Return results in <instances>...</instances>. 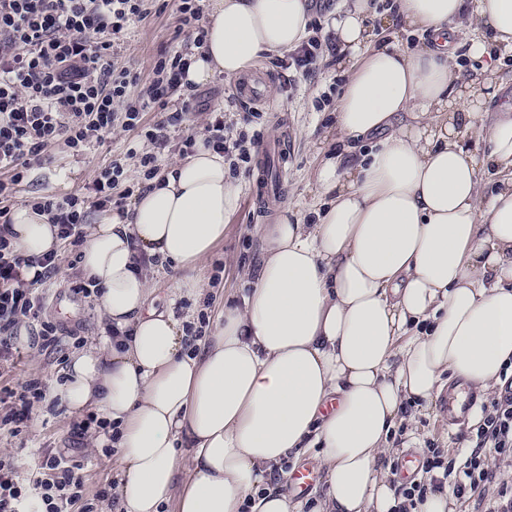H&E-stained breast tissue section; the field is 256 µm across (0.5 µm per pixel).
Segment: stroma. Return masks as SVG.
Returning <instances> with one entry per match:
<instances>
[{
  "mask_svg": "<svg viewBox=\"0 0 512 512\" xmlns=\"http://www.w3.org/2000/svg\"><path fill=\"white\" fill-rule=\"evenodd\" d=\"M339 0H310L311 16L320 23L317 33L322 53L313 71L307 74H287L273 59L259 63L268 72V86L262 102L254 104L258 117L244 123V109L229 107L226 99L232 85L231 78L218 75L208 82L196 85L201 106L183 114L181 121L168 127L163 141L153 150L162 159L163 167H170L180 159L181 142L186 137L206 135L212 113L224 115V124L231 132L260 131L266 141L284 143V158L279 165L285 172V181L276 197L263 208H255L252 191L261 170V155H251L236 172L242 183V195L237 211L229 221L222 242L218 243L206 260L200 273L202 293L197 298L178 301L176 317L182 323H195L199 318L214 322L225 300H240L245 282L254 277L264 256V225L273 223L278 209L289 205L303 220H310L319 209L321 199L315 184L320 164V151L334 147L330 127L336 105L319 106L318 100L332 86L340 84L336 41L331 30ZM179 21L173 0H154L150 16L131 24L130 34L120 51L121 60L140 81H147L153 61L162 50H179L189 42L187 34L179 33ZM136 132L120 128L100 146L87 155L75 158L64 147L57 146L45 152L42 163L18 194L16 201L29 203L32 197L49 191L70 192L81 189L91 180L99 166L125 153L129 144L137 142ZM82 245L62 244L58 251L59 269L42 286L46 304L43 320L57 325L61 340L56 348L43 350L33 345L31 336L37 333V323H21L27 342L17 343L13 372L0 376V388H19L27 378H39L47 387L62 383L71 356L81 345L96 344L105 327L98 298L79 293L83 282L81 271ZM80 412L72 411L59 398L47 396L35 403L26 427L19 434L0 430V456L12 461L20 474L35 468L30 449L37 448L80 464L88 492L118 476L116 458L104 455L106 438L89 433L85 438L75 437L72 424ZM480 414L471 415L464 424L452 426L442 403L428 409H417L413 423L402 424L391 440L394 448L390 473L392 480L409 482L405 472L406 458L413 453L424 454L426 449L439 448L455 461H463L470 452Z\"/></svg>",
  "mask_w": 512,
  "mask_h": 512,
  "instance_id": "1",
  "label": "stroma"
}]
</instances>
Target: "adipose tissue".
Masks as SVG:
<instances>
[{"instance_id":"1","label":"adipose tissue","mask_w":512,"mask_h":512,"mask_svg":"<svg viewBox=\"0 0 512 512\" xmlns=\"http://www.w3.org/2000/svg\"><path fill=\"white\" fill-rule=\"evenodd\" d=\"M380 2L344 0L332 21L347 68L342 149L317 170L316 223L286 206L264 226L256 276L200 351L174 310L199 295L189 272L239 207L223 154L197 141L125 213L93 224L82 273L102 287L113 333L73 357L54 394L73 411L98 407L116 431L117 512H395L382 462L405 401L434 403L448 378L489 391L512 363V104L482 111L487 58L512 51V0H393L403 30L424 36L412 48L371 45ZM309 20L308 0H212L188 82L249 73L297 48ZM466 20L492 33L469 48L486 61L479 81H462L448 41ZM491 170L501 180L485 201ZM10 219L18 252L57 248L48 215L23 204ZM138 254L188 272L162 307ZM314 447L321 493L293 500L273 472Z\"/></svg>"}]
</instances>
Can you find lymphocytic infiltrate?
Returning a JSON list of instances; mask_svg holds the SVG:
<instances>
[{
  "instance_id": "f902f5d3",
  "label": "lymphocytic infiltrate",
  "mask_w": 512,
  "mask_h": 512,
  "mask_svg": "<svg viewBox=\"0 0 512 512\" xmlns=\"http://www.w3.org/2000/svg\"><path fill=\"white\" fill-rule=\"evenodd\" d=\"M150 0H0V373L14 366L15 330L24 321L39 322L41 348L57 342L58 328L44 321V296L40 287L58 270L56 253L33 259L17 253L8 237L10 204L20 192L35 161L48 149L64 145L82 156L111 135L114 126L137 129L144 113L162 112L166 118L147 129L156 141L167 126L180 121L196 107L197 96L172 98L183 87L187 52L173 50L156 59L146 86L116 60L133 20L149 16ZM208 131L209 145L225 160L246 161L262 142L261 133L224 132L223 120ZM124 173L121 159L99 168L82 190L35 197V210L47 214L63 241L78 242L91 210L121 207L114 191ZM34 277H27L29 268ZM10 405L0 425L29 420L35 402L45 399L39 379L25 380L20 390H6ZM512 456V376L504 380L499 396L483 408L475 444L463 467L443 461L432 450L422 464L429 482L414 481L403 487L405 505L398 512H413L428 491L442 489L453 480L457 495L483 493L496 475L486 468L483 449ZM107 488L87 495L80 465L61 456H47L38 471L21 482L9 459L0 457V512H94L97 501L107 498Z\"/></svg>"
}]
</instances>
